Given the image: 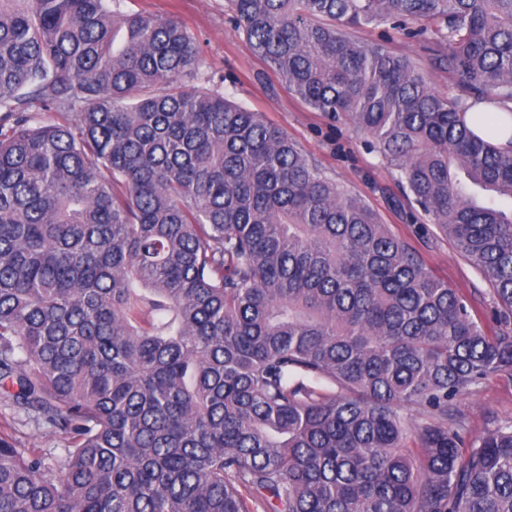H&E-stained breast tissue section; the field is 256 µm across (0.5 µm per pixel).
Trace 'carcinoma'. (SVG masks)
Listing matches in <instances>:
<instances>
[{
  "label": "carcinoma",
  "instance_id": "carcinoma-1",
  "mask_svg": "<svg viewBox=\"0 0 512 512\" xmlns=\"http://www.w3.org/2000/svg\"><path fill=\"white\" fill-rule=\"evenodd\" d=\"M488 283L490 333L376 212L124 0H0V512H512V0H229ZM365 27L407 31L448 74ZM486 104L492 111L476 106ZM62 121L37 124L33 110ZM456 406L464 416L468 434L479 436L488 428L491 415L512 417V385L506 377H491L477 393L462 396ZM0 432L7 434L18 448H39L56 456L61 455L62 448L68 445L59 431L38 425L27 415L16 413L3 390H0Z\"/></svg>",
  "mask_w": 512,
  "mask_h": 512
}]
</instances>
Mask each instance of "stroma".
<instances>
[{
	"mask_svg": "<svg viewBox=\"0 0 512 512\" xmlns=\"http://www.w3.org/2000/svg\"><path fill=\"white\" fill-rule=\"evenodd\" d=\"M132 12L173 17L196 39L202 71L222 83L238 104L288 135L336 182L358 195L392 232L417 249L431 273L473 300L488 328L496 323L486 294L487 283L455 250L449 237L430 224L419 208L405 200L398 174L381 158L368 138L346 120L332 121L294 96L281 77L252 51L231 20L228 0H125ZM457 409L469 435L487 429L490 416L512 417V383L489 378L477 393L462 396ZM0 432L20 448L61 455L67 441L59 431L16 413L0 390Z\"/></svg>",
	"mask_w": 512,
	"mask_h": 512,
	"instance_id": "1",
	"label": "stroma"
}]
</instances>
